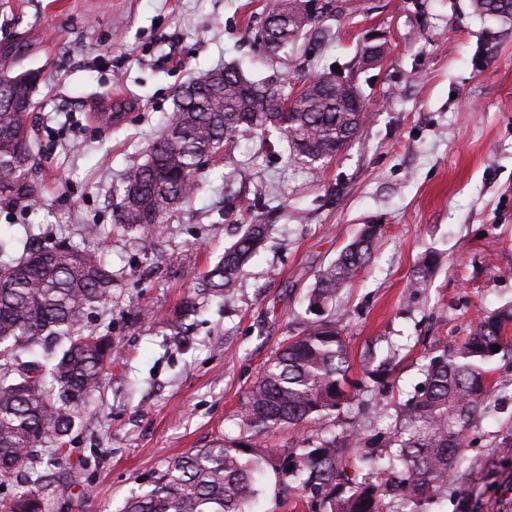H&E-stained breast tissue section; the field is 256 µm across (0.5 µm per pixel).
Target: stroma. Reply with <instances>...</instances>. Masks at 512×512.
Masks as SVG:
<instances>
[{
  "label": "stroma",
  "mask_w": 512,
  "mask_h": 512,
  "mask_svg": "<svg viewBox=\"0 0 512 512\" xmlns=\"http://www.w3.org/2000/svg\"><path fill=\"white\" fill-rule=\"evenodd\" d=\"M273 0H0V77L42 74L30 129L38 192L0 201V227L34 224L93 243L124 278L85 316L108 325L117 357L69 437L67 463L47 470L44 512H120L168 462L237 437L236 412L278 348L311 320L308 296L360 227L378 248L321 315L346 338L358 394L323 424L284 426L259 443L301 448L315 431L356 426L361 452L389 451L400 407L424 382V357L468 336L512 303V22L474 13L471 0H330L295 44L269 57L257 44ZM385 45L363 56L370 34ZM229 65L250 80L277 76L296 96L305 80L340 70L369 113L319 170L287 159L288 142L240 132L198 176L153 259L111 232L112 187L142 164L175 89ZM239 224H265L258 255L224 301L201 304L190 335L173 336L175 308ZM439 263L416 279L420 256ZM391 374L368 377L386 356ZM490 396L469 432L448 498L428 512H512V358L490 364ZM267 476L255 512H325Z\"/></svg>",
  "instance_id": "obj_1"
}]
</instances>
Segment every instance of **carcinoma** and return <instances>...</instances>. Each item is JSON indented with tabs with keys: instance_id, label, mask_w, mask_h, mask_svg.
<instances>
[{
	"instance_id": "1",
	"label": "carcinoma",
	"mask_w": 512,
	"mask_h": 512,
	"mask_svg": "<svg viewBox=\"0 0 512 512\" xmlns=\"http://www.w3.org/2000/svg\"><path fill=\"white\" fill-rule=\"evenodd\" d=\"M312 0H285L276 6L277 39L285 51L313 18H304ZM475 12L512 21L503 0H472ZM38 71L0 78V198L26 203L36 188L30 172L35 155L29 128ZM366 118L349 112L329 76H318L284 108L266 83L247 79L235 67L200 72L174 93L145 163L128 169L112 188L113 227L137 234L145 257L167 231V220L192 201L203 161L213 157L239 131H283L293 156L315 166L341 150ZM23 233L0 234V485L21 471L26 484L11 499L9 512H41L44 475L24 448H51L54 460L67 443L85 401L103 383L116 351L107 326L85 330V312L112 302L119 277L91 244L67 239L44 245L36 225ZM266 225L244 224L236 242L224 250L196 288L207 300H224L242 267L263 242ZM378 228L366 226L317 277L309 307L321 309L367 265ZM198 303L190 297L174 316L176 335L185 336ZM512 321V305L489 312L470 336L423 365L424 384L404 404L396 422V450L386 458L361 460L372 475L348 481L336 495L344 472V450L361 444L350 429L339 438L320 434L304 448L286 452L257 449L254 439L284 425L318 424L349 405L354 397L349 361L336 323L316 319L277 351L245 396L238 413L240 434L218 437L169 462L152 489L128 498L122 512H249L263 493L262 480L273 471L304 494H326L330 512H387V480L400 471L404 509L448 498V471L463 460L469 430L489 396V363L512 357L502 331ZM499 351H494V347Z\"/></svg>"
}]
</instances>
